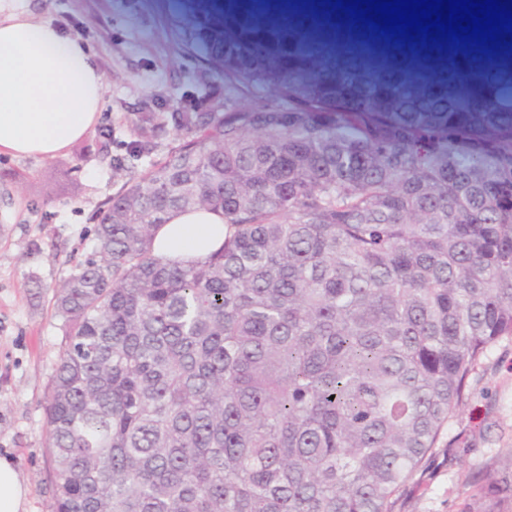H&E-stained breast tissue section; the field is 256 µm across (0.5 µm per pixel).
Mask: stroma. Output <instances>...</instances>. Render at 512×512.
Wrapping results in <instances>:
<instances>
[{"instance_id": "35a3bbf8", "label": "stroma", "mask_w": 512, "mask_h": 512, "mask_svg": "<svg viewBox=\"0 0 512 512\" xmlns=\"http://www.w3.org/2000/svg\"><path fill=\"white\" fill-rule=\"evenodd\" d=\"M20 10L79 34L104 78L96 128L52 159L0 156V454L11 456L29 485V512H49L55 480L45 400L64 345L53 289L93 256V229L121 185L143 175L180 133L167 125L150 154L127 157L137 112H209L224 82L200 81L196 56L180 54L191 35L241 68L256 56L244 22L216 18L214 0H13ZM290 77H317L331 109L372 101L387 90L398 112L441 111L449 101L474 113L512 112V88L491 94L454 88L451 96L399 93L379 85L372 65L329 69L318 53L295 56ZM512 481V339L477 364L457 414L426 455L391 512H476L488 483Z\"/></svg>"}]
</instances>
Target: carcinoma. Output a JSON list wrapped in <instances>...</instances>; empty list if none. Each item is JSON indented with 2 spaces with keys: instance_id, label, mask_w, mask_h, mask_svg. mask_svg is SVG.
<instances>
[{
  "instance_id": "1",
  "label": "carcinoma",
  "mask_w": 512,
  "mask_h": 512,
  "mask_svg": "<svg viewBox=\"0 0 512 512\" xmlns=\"http://www.w3.org/2000/svg\"><path fill=\"white\" fill-rule=\"evenodd\" d=\"M252 31L276 18L252 0ZM294 26L376 31L329 7ZM435 88L512 59L411 41ZM224 110L107 202L97 257L54 294L49 512H391L487 350L512 338V133L464 112L330 111L313 86L220 56ZM139 158L165 130L130 119ZM224 218L203 260L157 256L178 213Z\"/></svg>"
}]
</instances>
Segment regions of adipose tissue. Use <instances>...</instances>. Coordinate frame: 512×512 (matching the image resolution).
I'll return each instance as SVG.
<instances>
[{
    "mask_svg": "<svg viewBox=\"0 0 512 512\" xmlns=\"http://www.w3.org/2000/svg\"><path fill=\"white\" fill-rule=\"evenodd\" d=\"M104 78L79 37L51 22L0 8V155L50 159L97 125ZM224 242L220 216H174L153 249L167 258H203ZM29 487L14 460L0 455V512H27Z\"/></svg>",
    "mask_w": 512,
    "mask_h": 512,
    "instance_id": "ef3b65f1",
    "label": "adipose tissue"
}]
</instances>
